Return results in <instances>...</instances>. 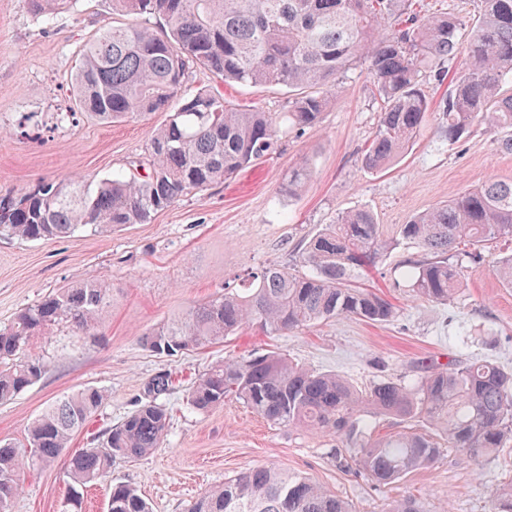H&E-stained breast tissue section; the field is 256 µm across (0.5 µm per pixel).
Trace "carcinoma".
I'll return each mask as SVG.
<instances>
[{
    "instance_id": "obj_1",
    "label": "carcinoma",
    "mask_w": 512,
    "mask_h": 512,
    "mask_svg": "<svg viewBox=\"0 0 512 512\" xmlns=\"http://www.w3.org/2000/svg\"><path fill=\"white\" fill-rule=\"evenodd\" d=\"M112 13L131 18L96 33L84 45L72 77L78 107L102 123L169 113L151 135L139 168L114 174L88 193L76 178L41 180L19 197L0 199V234L23 241L66 238L88 227L108 233L145 224L191 191L235 177L272 154L281 128L272 113L236 110L220 94L199 89L184 97L191 69L199 66L226 82L282 86L293 93L288 119L299 130L320 127L337 78L366 65L381 112L362 158L371 171L390 168L412 148L431 112L424 89L430 77L449 80L440 120L454 144L476 126L499 134L512 152V0H482L465 23L452 13L423 17L419 0H110ZM71 0H31L33 12L53 14ZM162 19L155 27L151 18ZM458 55L454 71L444 63ZM308 163L288 172L283 191L298 194L310 179ZM494 240H512V181H486L398 224L387 233L374 215L354 209L308 242L306 273L267 266L241 288L189 307L181 316L145 331L140 342L166 356L212 347L256 326L269 336L349 317L386 323L393 304L357 285L365 269L400 246L423 258L407 262L414 296L448 302L457 293L465 259ZM110 296L89 277L20 310L0 329V403L37 381L44 365L20 353L42 329L65 323L88 333ZM170 375L143 386L134 410L108 430L100 444L66 461L68 512H80L84 488L109 477L113 459L135 462L159 447L168 426L163 402ZM105 395L84 387L48 406L28 427L24 447L0 441V499L13 512L19 475L53 465L103 404ZM236 399L275 425L305 427L350 441L357 471L388 484L437 461L442 444L428 431L408 427L382 438L353 436L365 412L422 422L441 431L450 448L481 463L512 440V370L490 361L433 368L413 386L387 380L356 391L333 373L291 362L277 351L212 362L189 387L187 402L207 411ZM106 512H151L138 490L110 485ZM187 512H355L348 501L299 476L257 466L196 498ZM386 512H422L417 499L393 501ZM492 512H512V481L501 485Z\"/></svg>"
}]
</instances>
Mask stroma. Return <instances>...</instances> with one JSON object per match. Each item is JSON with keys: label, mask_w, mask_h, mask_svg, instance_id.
I'll return each instance as SVG.
<instances>
[{"label": "stroma", "mask_w": 512, "mask_h": 512, "mask_svg": "<svg viewBox=\"0 0 512 512\" xmlns=\"http://www.w3.org/2000/svg\"><path fill=\"white\" fill-rule=\"evenodd\" d=\"M111 24L107 0H77L41 17L29 0H0V196L72 175L93 189L144 156L166 113L102 124L82 113L70 93L82 46ZM201 88L236 108L281 119L291 106L287 89L227 84L197 67L187 89ZM372 89L366 67L350 71L318 129L285 128L265 162L187 194L148 223L39 242L0 236V328L53 289L91 276L112 295L92 333L60 323L30 340L26 353L45 371L0 404V440L25 443L28 423L48 405L91 386L104 390L106 400L69 444L73 451L89 447L133 409L145 382L162 373L172 377L163 441L138 461L115 460L109 482L85 491L83 512H104L113 481L136 487L152 512H186L207 489L255 466L307 477L356 512H385L405 495L416 497L424 512H491L496 488L512 481V442L481 464L446 447L433 465L383 485L346 466L343 438L270 425L235 400L198 411L187 405L185 390L216 359L266 349L340 375L360 391L388 379L414 385L428 365L482 359L512 370V288L495 274L497 262L512 255L511 242L490 244L482 261L466 263L461 287L445 304L413 295L405 270L417 250H393L363 278L395 305L386 323L339 318L285 336L246 327L223 344L168 357L140 343L144 331L238 285L248 272L269 265L304 272L301 254L309 239L346 211L368 209L391 228L481 182L512 181V153L499 147L494 133L480 129L451 144L434 113L407 155L386 171L367 170L361 159L379 120ZM304 160L312 178L300 195H287L288 170ZM20 483L15 512H63L64 461L24 472Z\"/></svg>", "instance_id": "stroma-1"}]
</instances>
